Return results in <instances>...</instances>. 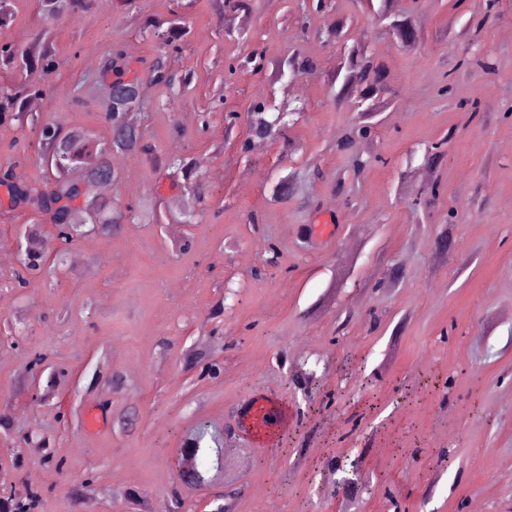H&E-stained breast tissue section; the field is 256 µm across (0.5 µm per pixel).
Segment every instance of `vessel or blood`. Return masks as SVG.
Masks as SVG:
<instances>
[{
  "instance_id": "b4317fda",
  "label": "vessel or blood",
  "mask_w": 512,
  "mask_h": 512,
  "mask_svg": "<svg viewBox=\"0 0 512 512\" xmlns=\"http://www.w3.org/2000/svg\"><path fill=\"white\" fill-rule=\"evenodd\" d=\"M238 414L243 433L252 444L265 448L275 447L291 417L288 407L271 396L244 400Z\"/></svg>"
}]
</instances>
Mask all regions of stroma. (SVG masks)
I'll return each instance as SVG.
<instances>
[{
    "instance_id": "1",
    "label": "stroma",
    "mask_w": 512,
    "mask_h": 512,
    "mask_svg": "<svg viewBox=\"0 0 512 512\" xmlns=\"http://www.w3.org/2000/svg\"><path fill=\"white\" fill-rule=\"evenodd\" d=\"M485 0H396L423 38L392 37L378 0H253L247 26L225 34L230 10L215 0H95L91 10L40 19L36 0H17L5 22L17 48L49 38L59 64L38 71L48 107L42 119L85 129L107 142L108 104L86 82L101 76L113 44L132 61L163 57L169 70L194 69L188 91L141 75L132 107L157 156L186 158L198 174L154 165L134 154L105 196L158 206L109 238L86 237L79 261L52 268L25 289L12 288L24 226L0 224V488L39 487V512H127L138 492L154 512L180 494L185 512H211L232 492V512H512V0L481 24ZM141 17L178 15L184 51L172 54ZM347 19L398 90L384 124L353 153L334 149L356 114L336 98L341 45L326 36L331 16ZM261 48V73L224 62ZM315 74L280 73L292 54ZM489 57L490 72H455L463 56ZM450 99L437 95L446 74ZM485 107L470 120L459 102ZM257 100L306 110L286 139L241 153L244 127L226 132L227 112ZM453 139L434 169L425 151ZM368 159L354 174V157ZM319 167L315 178L310 168ZM42 177L37 134L0 123V168ZM295 173L292 200L271 188ZM444 193L421 198L431 179ZM344 189H337V180ZM333 225L330 239L318 225ZM279 249L265 266L262 245ZM262 279H255L257 268ZM397 281H390L391 271ZM67 367L41 401L26 353ZM223 365L204 377L194 355ZM124 379L112 390L110 375ZM271 395L292 417L268 449L237 432L239 402ZM96 415L97 428L86 426ZM223 434L224 480L179 484L178 450L198 420ZM49 437L63 463L42 466L22 436ZM21 462H14V455ZM357 461L358 495L331 473L336 459Z\"/></svg>"
}]
</instances>
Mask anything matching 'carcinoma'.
<instances>
[{
    "label": "carcinoma",
    "mask_w": 512,
    "mask_h": 512,
    "mask_svg": "<svg viewBox=\"0 0 512 512\" xmlns=\"http://www.w3.org/2000/svg\"><path fill=\"white\" fill-rule=\"evenodd\" d=\"M91 0H44L42 5L46 15L54 17L65 12H86L90 9ZM399 38L403 41H414L418 38L417 29L410 19H394ZM144 28L151 31L171 52L178 53L182 49L183 30L173 26L163 27L161 22H149ZM132 60L120 44L112 46L111 72L113 79L123 81L130 71ZM56 65V52L52 42L42 41L25 50H16L8 45L0 46V70L17 69L22 72L18 81L0 85V123L5 120H16L37 126L41 130H56L60 124L42 121L37 113L23 112V105L28 97L40 92V87L31 78L34 70L47 69ZM294 71L305 73L315 69L313 60L298 54L288 57L281 63ZM340 70L344 71L343 84L339 91L340 99L347 98L351 89L358 88L368 97L383 96L391 101L398 97L383 67L376 61L367 47L356 43L345 48ZM152 79L161 85L170 87L179 83L187 89L192 83L191 72L187 71L178 77L169 71L164 62L157 60L148 66ZM226 128L231 130L239 123L246 125L247 139L265 140L281 138L295 123V117L284 116L272 120L267 117V105L262 101L254 102L245 115L229 112L225 115ZM368 127L353 126L336 140V151L350 152L358 138L365 135ZM451 141V135L427 149V164H440L447 151L444 147ZM41 159H50L46 164L50 170L46 180H28L14 173L10 168L0 169V187L6 188L7 201L0 203V219L10 224L22 215L46 218L54 215V221L48 223L49 248L43 252L26 249L22 252L20 268L14 275L16 287L27 288L33 277L42 269H50L56 261L65 256L70 248L80 239L89 235L108 237L119 224L123 223L125 212L132 207H112L101 202L97 197L86 193L85 197L75 191L76 183L87 178L91 168L98 164L114 162L130 154H147L151 148L144 142L140 131L135 130L128 137L112 144V151L98 143L93 137L82 131L70 129L65 136L55 138L41 137ZM195 458V476L201 484H210L214 480L209 465L211 453L221 455L225 451L222 440L210 432L207 421H199L187 441ZM41 499L37 489L29 490L25 496L0 494V508L5 512H36Z\"/></svg>",
    "instance_id": "cac0c4a2"
}]
</instances>
